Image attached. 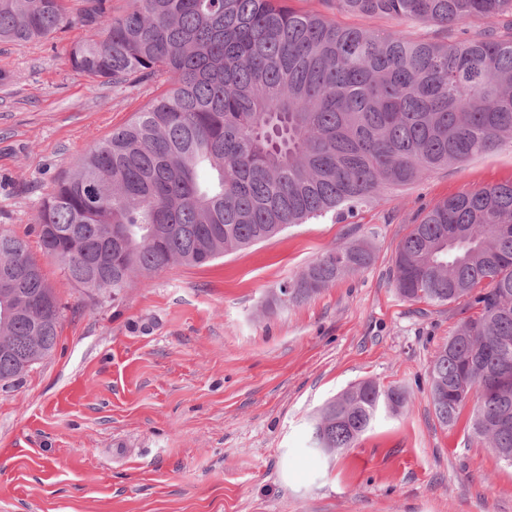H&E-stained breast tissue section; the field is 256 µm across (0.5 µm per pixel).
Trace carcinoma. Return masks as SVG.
I'll return each mask as SVG.
<instances>
[{
    "label": "carcinoma",
    "instance_id": "1",
    "mask_svg": "<svg viewBox=\"0 0 512 512\" xmlns=\"http://www.w3.org/2000/svg\"><path fill=\"white\" fill-rule=\"evenodd\" d=\"M288 0H129L71 47L73 69L119 86L167 76L170 87L55 184L35 218L43 256L88 296L123 299L171 264L200 266L292 224L349 215L384 188L512 142V0H329L344 14L385 15L371 31L300 12ZM491 22L448 43L411 38L413 21ZM66 0H0V43L47 40ZM373 261L365 243L330 251L288 282L306 301ZM409 301L469 297L480 312L429 368L443 427L473 402L471 437L512 465V182L463 192L423 212L394 259ZM484 285L483 291L474 289ZM62 304L24 239L0 232V381L42 337L49 356ZM404 391L361 382L328 401L310 448H351Z\"/></svg>",
    "mask_w": 512,
    "mask_h": 512
}]
</instances>
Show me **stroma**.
<instances>
[{
	"instance_id": "obj_1",
	"label": "stroma",
	"mask_w": 512,
	"mask_h": 512,
	"mask_svg": "<svg viewBox=\"0 0 512 512\" xmlns=\"http://www.w3.org/2000/svg\"><path fill=\"white\" fill-rule=\"evenodd\" d=\"M86 0L53 40L0 44V232L37 247L53 185L167 89L74 70ZM512 181V145L387 190L342 221L295 224L204 266L173 263L120 302L44 265L64 304L53 353L0 382V512H512V466L439 425L428 371L475 316L462 298L409 301L393 260L421 210ZM368 243L372 265L272 310L327 251ZM405 391L356 444L306 446L314 412L352 386Z\"/></svg>"
}]
</instances>
